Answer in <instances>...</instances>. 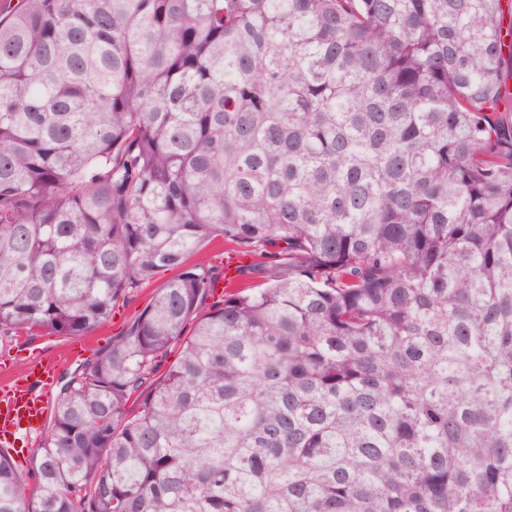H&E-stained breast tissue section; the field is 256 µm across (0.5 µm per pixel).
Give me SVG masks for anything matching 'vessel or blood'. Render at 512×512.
Masks as SVG:
<instances>
[{
	"label": "vessel or blood",
	"instance_id": "1",
	"mask_svg": "<svg viewBox=\"0 0 512 512\" xmlns=\"http://www.w3.org/2000/svg\"><path fill=\"white\" fill-rule=\"evenodd\" d=\"M65 364V358L35 354L20 375L0 381V446H14L17 435L42 427L50 409L43 387Z\"/></svg>",
	"mask_w": 512,
	"mask_h": 512
}]
</instances>
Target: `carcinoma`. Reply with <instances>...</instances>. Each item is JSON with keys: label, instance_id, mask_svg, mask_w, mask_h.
<instances>
[{"label": "carcinoma", "instance_id": "obj_1", "mask_svg": "<svg viewBox=\"0 0 512 512\" xmlns=\"http://www.w3.org/2000/svg\"><path fill=\"white\" fill-rule=\"evenodd\" d=\"M509 15L1 8L0 335L176 274L60 387L31 477L0 451V512H512ZM216 239L250 261L208 305Z\"/></svg>", "mask_w": 512, "mask_h": 512}]
</instances>
